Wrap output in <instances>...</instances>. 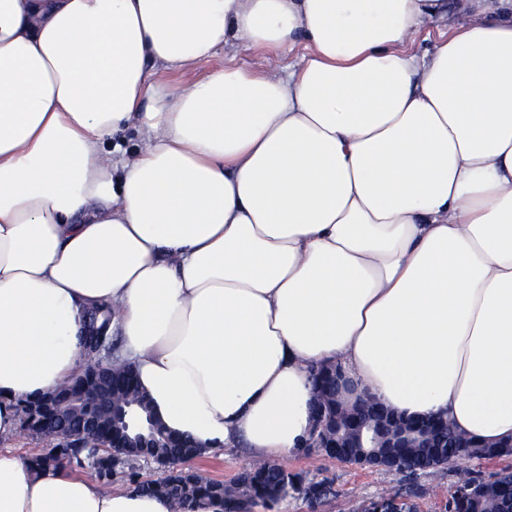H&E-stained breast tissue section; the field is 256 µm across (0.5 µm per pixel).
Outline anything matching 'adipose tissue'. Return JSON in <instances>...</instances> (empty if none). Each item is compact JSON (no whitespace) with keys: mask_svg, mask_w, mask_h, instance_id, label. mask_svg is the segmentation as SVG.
<instances>
[{"mask_svg":"<svg viewBox=\"0 0 512 512\" xmlns=\"http://www.w3.org/2000/svg\"><path fill=\"white\" fill-rule=\"evenodd\" d=\"M299 43L285 76L167 86ZM103 304L117 360L208 452L301 451L321 365L512 438V0H0V439L83 368ZM0 512L174 510L0 448ZM449 34L447 23L435 21L424 27L411 49L418 54H423L427 50H432L435 44L441 39H447ZM302 46H297L292 52L258 51L245 47L226 48L216 54L202 59L194 68L173 74L169 83L174 88L188 86L195 81L205 78L224 66H235L243 69H258L261 67L288 72L300 63Z\"/></svg>","mask_w":512,"mask_h":512,"instance_id":"1","label":"adipose tissue"}]
</instances>
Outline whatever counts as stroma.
Masks as SVG:
<instances>
[{
  "instance_id": "obj_1",
  "label": "stroma",
  "mask_w": 512,
  "mask_h": 512,
  "mask_svg": "<svg viewBox=\"0 0 512 512\" xmlns=\"http://www.w3.org/2000/svg\"><path fill=\"white\" fill-rule=\"evenodd\" d=\"M301 54L302 51L298 48L289 53L258 51L245 47L222 49L202 59L194 68L173 74L169 78V83L175 88L185 87L227 66L243 69L265 67L284 71L296 68ZM249 463L244 449H217L194 459L190 467L229 484ZM279 463L288 471L304 472L316 480L330 479L335 490L334 497L321 504L315 511L302 499L289 497L288 512H357L365 502L402 484L407 485L418 512H444L448 491L456 480L457 471L472 469L488 476L501 469L512 468V457L482 461L463 458L454 466L421 475L408 482L395 473L340 463L315 452L287 453L280 457Z\"/></svg>"
}]
</instances>
